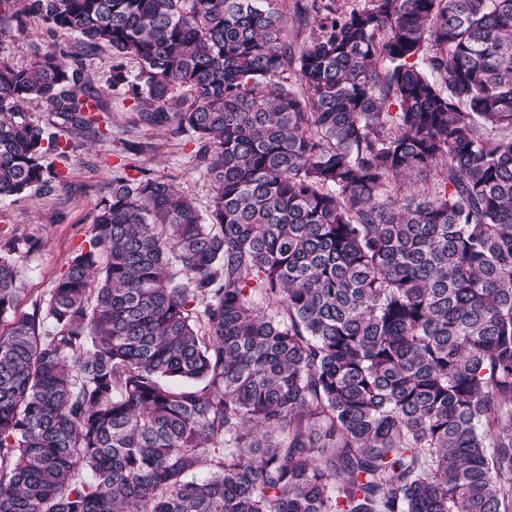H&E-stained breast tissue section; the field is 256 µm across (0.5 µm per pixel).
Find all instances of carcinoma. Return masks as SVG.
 Returning a JSON list of instances; mask_svg holds the SVG:
<instances>
[{
    "label": "carcinoma",
    "mask_w": 512,
    "mask_h": 512,
    "mask_svg": "<svg viewBox=\"0 0 512 512\" xmlns=\"http://www.w3.org/2000/svg\"><path fill=\"white\" fill-rule=\"evenodd\" d=\"M285 2L0 0V198L115 103L211 193L113 177L46 341L0 258V512H512V0ZM294 0H288L283 8L287 15L286 34L288 41L295 45H302L309 37L313 24L300 16L293 7ZM17 37L19 39L16 42L9 40L0 45V57L8 58L13 65L21 67L31 58L29 45L42 44L47 39L42 23L30 18L26 20L24 34Z\"/></svg>",
    "instance_id": "obj_1"
}]
</instances>
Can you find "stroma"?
<instances>
[{"label": "stroma", "instance_id": "1", "mask_svg": "<svg viewBox=\"0 0 512 512\" xmlns=\"http://www.w3.org/2000/svg\"><path fill=\"white\" fill-rule=\"evenodd\" d=\"M196 150L191 133L143 129L134 126L132 113L117 110L109 139L71 155L66 187L0 199V256L16 266L20 311L30 313L41 305L70 259L87 249L104 186L116 173L132 177L137 168L149 169L154 176L174 179L199 209H207L209 185Z\"/></svg>", "mask_w": 512, "mask_h": 512}]
</instances>
